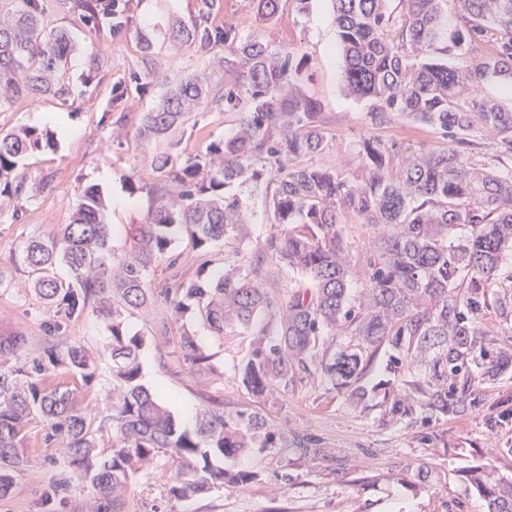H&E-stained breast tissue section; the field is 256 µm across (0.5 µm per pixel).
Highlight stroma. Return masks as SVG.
Returning a JSON list of instances; mask_svg holds the SVG:
<instances>
[{
	"label": "stroma",
	"mask_w": 512,
	"mask_h": 512,
	"mask_svg": "<svg viewBox=\"0 0 512 512\" xmlns=\"http://www.w3.org/2000/svg\"><path fill=\"white\" fill-rule=\"evenodd\" d=\"M36 13L45 37L64 34L71 48L59 66L52 92L11 95L0 104V133L20 126L47 131L50 148L27 157L22 194L0 195V266L10 267L22 241L53 235L69 223L82 190L97 187L105 197L110 244L115 252L132 245L133 225L148 223L157 205L150 162L167 151L179 157L205 154L208 145L232 136L235 113L224 109V87L235 81L224 69L223 41L211 49L173 39V23L215 33L227 28L253 34L273 49L293 51L304 64L297 93L316 102L327 145L308 157V164L341 173L357 170V142L364 137L392 148L395 164L425 162L442 148L431 128L399 117L372 118L366 103L344 89L332 0H309L299 12L295 0H280L279 12L260 21L254 0H129V18L121 31L99 30L73 7V0H37ZM199 77L208 92L185 123L169 135L141 134L145 113L163 106L176 84ZM250 224L252 241L265 244L271 233L263 191L253 184H234ZM236 246L228 241L194 251L187 239L175 243L179 268L160 258L149 273L153 301L127 322L130 333L146 336L140 353L141 382L167 397L181 428L193 431L204 409L227 412L249 409L267 418L278 436L276 449L236 460L240 469L258 473L247 485H230L179 503L170 494L175 464L158 454L127 487L124 512H485L484 502L465 495L460 471L473 462L489 464L512 476V378L483 389L479 413L420 424L387 425L376 409L351 406L336 394L319 371L301 373L293 384L270 387L263 396L248 394L235 374L250 342L228 330L216 335L194 313L161 326L166 315L161 296L174 271L194 274L202 260L219 265ZM57 313L17 277L14 287L0 289V335L22 334L24 359L43 355L52 342L49 328ZM196 336L209 360L191 367L180 346L181 332ZM64 340L83 344L99 363L109 360L110 333L94 307L67 322ZM50 384L73 389L79 407L102 418L107 377L84 383L59 369ZM45 423L32 424L22 448L24 462L10 493L0 498V512H98L99 499L90 482L69 467L58 444H45ZM311 439L316 456L295 450L298 439ZM427 462L440 482L420 488L400 483L404 465ZM67 478L65 493L43 505L44 493Z\"/></svg>",
	"instance_id": "obj_1"
}]
</instances>
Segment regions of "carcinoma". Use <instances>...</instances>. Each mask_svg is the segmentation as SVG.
Here are the masks:
<instances>
[{"label": "carcinoma", "instance_id": "obj_1", "mask_svg": "<svg viewBox=\"0 0 512 512\" xmlns=\"http://www.w3.org/2000/svg\"><path fill=\"white\" fill-rule=\"evenodd\" d=\"M333 2L348 93L369 102L375 119L395 115L434 129L445 147L396 174L388 149L371 138L357 144L355 173L307 165L326 134L314 104L293 91L301 63L256 35L224 30V44H236L224 67L237 74L224 87V111L237 114V131L203 156L153 157L158 205L136 227L131 250H111L104 199L87 187L71 223L25 241L14 270L0 268V288L22 274L66 318L96 301L111 333L112 379L107 414L97 422L73 391L46 385L59 368L87 383L100 376L84 345L56 343L24 362L25 338L0 336V496L22 465L25 428L37 420L50 427L46 442L66 448L68 464L96 490L99 512H123V492L159 452L177 465L170 488L177 501L258 479L214 459L278 447L262 415L208 410L191 433L140 383L146 337L129 334L124 321L150 299L154 262L183 236L197 250L237 243L224 271L202 263L163 296L175 319L193 309L219 335L238 328L252 336L237 371L255 396L313 365L349 403L378 407L393 423H428L480 411V387L512 376V340L482 325L490 313L512 324V294L492 288L512 254V107L482 94L488 82L512 81V0H399L397 16L387 0ZM68 48L62 36L42 39L32 11L0 20V88L47 90ZM205 96L200 79L181 81L162 109L146 113L142 133H168ZM486 131L495 133L488 145ZM49 146L48 133L33 127L1 133L4 187L22 192L24 159ZM238 181L265 190L274 232L263 246L251 245L241 202L228 192ZM343 211L388 227L359 260L368 288L357 300ZM60 264L69 270L66 282L54 274ZM268 266L288 270V298L256 286ZM181 345L192 365L208 362L194 336L183 334ZM109 427L112 450L104 457L99 434ZM465 481L487 512H512V479L476 466Z\"/></svg>", "mask_w": 512, "mask_h": 512}]
</instances>
